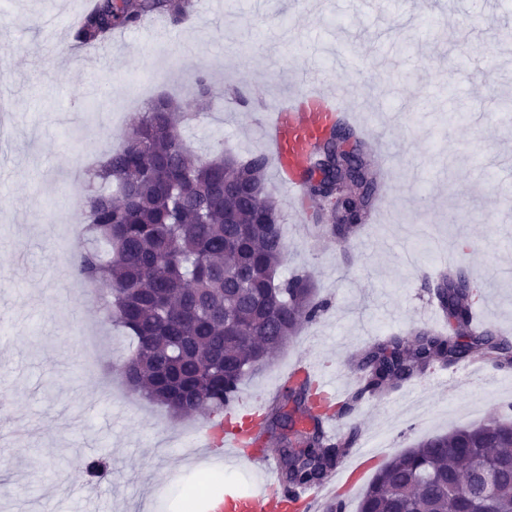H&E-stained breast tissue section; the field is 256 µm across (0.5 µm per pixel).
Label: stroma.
<instances>
[{"label":"stroma","instance_id":"stroma-1","mask_svg":"<svg viewBox=\"0 0 512 512\" xmlns=\"http://www.w3.org/2000/svg\"><path fill=\"white\" fill-rule=\"evenodd\" d=\"M90 0H0V406L12 408L26 436L0 433V512H85L70 488L85 485L86 460L112 458V480L98 496L112 512H202L191 495L203 476L185 463L210 421L176 416L129 392L111 366L130 347L100 305L89 303L71 258L87 240L85 196L69 173L97 165L118 147L147 99L177 97L195 112L196 77L210 86L205 119L184 129L188 145L213 156L226 149L264 153L253 115L290 82L327 73L376 103L362 123L383 139L396 190L358 239L339 247L312 240L291 215L282 232V276L311 274L327 307L268 364L246 376L241 396L270 399L283 374L307 357L331 385L350 384L352 352L375 336L411 329L431 295L429 278L407 255L424 239L444 256L460 240L479 268L475 306L489 329L512 333V132L500 123V90L512 87V0H249L243 15L228 0H192L177 26L166 18L113 35L99 48L72 47V26ZM461 208V223L448 210ZM462 378L435 368L421 387L433 417L419 424L405 395L366 402L347 420L358 448L380 461L424 436L482 422L504 400L495 385L443 389ZM400 422L383 447L367 435L387 414ZM43 472L31 491L21 475Z\"/></svg>","mask_w":512,"mask_h":512}]
</instances>
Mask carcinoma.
Segmentation results:
<instances>
[{
  "mask_svg": "<svg viewBox=\"0 0 512 512\" xmlns=\"http://www.w3.org/2000/svg\"><path fill=\"white\" fill-rule=\"evenodd\" d=\"M190 0H96L73 31L95 47L113 33L139 26L154 13L173 23ZM186 113L160 97L137 114L123 146L88 171L83 218L92 246L73 257L81 280L106 282L107 319L133 340L120 359L130 388L176 415L221 416L241 384L296 337L320 311L307 274L279 277L287 247L279 208L267 190V159L252 154L204 157L184 139ZM235 188L224 193V180ZM306 198L338 199L328 233L348 240L376 209V161L358 132L337 123L317 142ZM436 299L451 330L413 328L378 338L352 356L363 385L331 404L307 378L288 381L264 413L267 437L277 440L280 481L290 490L321 484L358 438H331L322 415L341 417L366 397L426 375L437 364L483 357L512 367V339L471 323L473 290L463 268L444 272ZM492 469L489 512H512V419L427 436L385 462L365 490L358 512H465L482 498L476 478L463 487L459 471ZM91 480L111 475L104 459L88 464Z\"/></svg>",
  "mask_w": 512,
  "mask_h": 512,
  "instance_id": "carcinoma-1",
  "label": "carcinoma"
}]
</instances>
